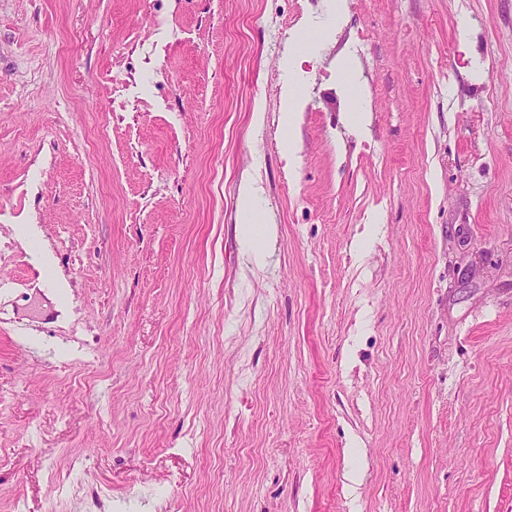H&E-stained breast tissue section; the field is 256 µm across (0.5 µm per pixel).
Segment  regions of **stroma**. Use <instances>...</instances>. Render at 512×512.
Returning <instances> with one entry per match:
<instances>
[{
	"mask_svg": "<svg viewBox=\"0 0 512 512\" xmlns=\"http://www.w3.org/2000/svg\"><path fill=\"white\" fill-rule=\"evenodd\" d=\"M0 512H512V0H0ZM301 91L296 87H289L283 97L282 126L284 132L281 136V147L288 153V160H293L296 153L295 130L300 118ZM239 210L242 215L239 232L243 244V257L249 262L257 261L273 234V228L271 224H266V218L256 210L253 191L248 185L240 190Z\"/></svg>",
	"mask_w": 512,
	"mask_h": 512,
	"instance_id": "obj_1",
	"label": "stroma"
}]
</instances>
